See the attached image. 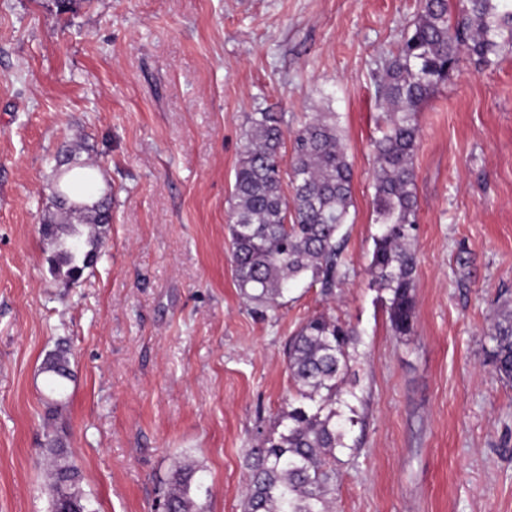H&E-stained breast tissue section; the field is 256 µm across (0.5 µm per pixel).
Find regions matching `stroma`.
Here are the masks:
<instances>
[{
  "label": "stroma",
  "mask_w": 512,
  "mask_h": 512,
  "mask_svg": "<svg viewBox=\"0 0 512 512\" xmlns=\"http://www.w3.org/2000/svg\"><path fill=\"white\" fill-rule=\"evenodd\" d=\"M419 0H0V512H48L39 366L66 340L65 442L96 512H154L176 465L209 512H243L246 454L292 391L285 346L328 312L360 342V422L332 512H512V383L484 330L512 294V55L453 72L418 114L415 319L371 284L375 81ZM339 117L353 169L345 278L303 279L266 317L237 288L226 227L246 118ZM112 198L78 283L41 227L50 167Z\"/></svg>",
  "instance_id": "obj_1"
}]
</instances>
